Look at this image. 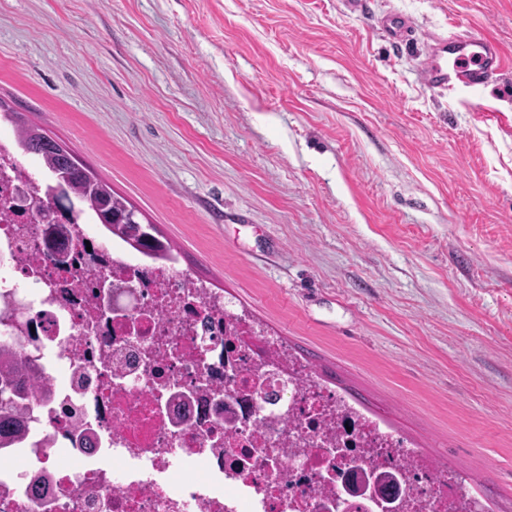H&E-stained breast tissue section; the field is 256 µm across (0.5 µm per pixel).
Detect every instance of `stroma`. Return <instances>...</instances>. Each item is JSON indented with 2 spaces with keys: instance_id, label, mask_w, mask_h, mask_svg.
I'll return each mask as SVG.
<instances>
[{
  "instance_id": "stroma-1",
  "label": "stroma",
  "mask_w": 512,
  "mask_h": 512,
  "mask_svg": "<svg viewBox=\"0 0 512 512\" xmlns=\"http://www.w3.org/2000/svg\"><path fill=\"white\" fill-rule=\"evenodd\" d=\"M413 19L398 49L376 18ZM512 0H0L22 113L331 389L512 512V70L436 95L429 32Z\"/></svg>"
}]
</instances>
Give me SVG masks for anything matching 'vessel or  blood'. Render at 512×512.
Returning <instances> with one entry per match:
<instances>
[{
    "label": "vessel or blood",
    "mask_w": 512,
    "mask_h": 512,
    "mask_svg": "<svg viewBox=\"0 0 512 512\" xmlns=\"http://www.w3.org/2000/svg\"><path fill=\"white\" fill-rule=\"evenodd\" d=\"M378 32L385 41L402 45L414 40L416 26L408 16L392 12L379 20ZM426 45L427 61L418 70V80L433 93L479 89L496 81L505 69L503 48L490 36L431 34Z\"/></svg>",
    "instance_id": "1"
}]
</instances>
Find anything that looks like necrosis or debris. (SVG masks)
<instances>
[{
	"mask_svg": "<svg viewBox=\"0 0 512 512\" xmlns=\"http://www.w3.org/2000/svg\"><path fill=\"white\" fill-rule=\"evenodd\" d=\"M19 151L0 137V344L45 394L18 412L23 465L0 471V512H318L339 500L350 512H483L222 293L99 239L85 208L56 239L14 213V187L48 190ZM264 380L267 400L252 402ZM356 464L396 475L398 494L351 493L343 474Z\"/></svg>",
	"mask_w": 512,
	"mask_h": 512,
	"instance_id": "obj_1",
	"label": "necrosis or debris"
}]
</instances>
